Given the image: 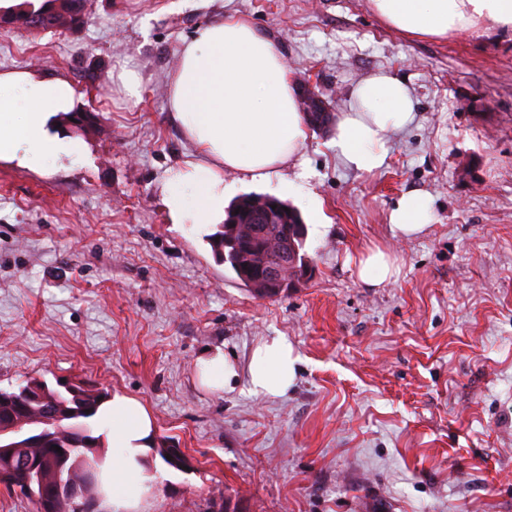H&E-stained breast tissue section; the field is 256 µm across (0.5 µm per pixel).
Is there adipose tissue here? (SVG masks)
<instances>
[{"label": "adipose tissue", "instance_id": "ef3b65f1", "mask_svg": "<svg viewBox=\"0 0 512 512\" xmlns=\"http://www.w3.org/2000/svg\"><path fill=\"white\" fill-rule=\"evenodd\" d=\"M390 26L412 37L444 38L479 29L512 30V0H371ZM336 123L330 142L337 158L365 173L380 169L391 137L413 119L410 88L398 78L377 74L358 83ZM77 91L61 76L28 70L0 71V162L49 168L79 161L85 145L61 133L64 116L75 111ZM169 112L190 146L170 171L162 201L177 224H220L231 187L239 181L269 184L295 168L308 178L300 150L308 138L288 66L275 44L246 19L229 17L199 28L180 50L169 84ZM426 194L404 195L390 215L393 227L416 236L427 226ZM299 356L286 337L258 344L252 354L254 392L286 394L296 380ZM237 376L221 347L203 351L197 378L210 393L223 392ZM90 423L107 446L102 476L109 484L101 512H151L156 493L154 419L137 398L116 393L104 399Z\"/></svg>", "mask_w": 512, "mask_h": 512}]
</instances>
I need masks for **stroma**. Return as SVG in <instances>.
<instances>
[{"mask_svg":"<svg viewBox=\"0 0 512 512\" xmlns=\"http://www.w3.org/2000/svg\"><path fill=\"white\" fill-rule=\"evenodd\" d=\"M81 31L0 28V70L64 75L91 124L86 156L44 172L0 162V388L88 382L152 412L161 465L152 512H512V37L408 36L370 0H88ZM277 46L332 117L375 73L403 80L415 119L382 168L358 172L310 129L312 198L287 195L313 267L261 298L211 246L171 223L161 186L187 152L168 86L182 44L229 16ZM135 69L140 100L120 94ZM421 192L429 224L390 223ZM399 273L370 288L360 255ZM284 336L301 358L286 395L250 393L251 356ZM222 347L238 377L196 383ZM430 200L424 193H410L401 197L390 215L393 227L404 236H416L428 226ZM397 273L394 260L386 251L375 248L357 260V278L368 287H379Z\"/></svg>","mask_w":512,"mask_h":512,"instance_id":"obj_1","label":"stroma"}]
</instances>
